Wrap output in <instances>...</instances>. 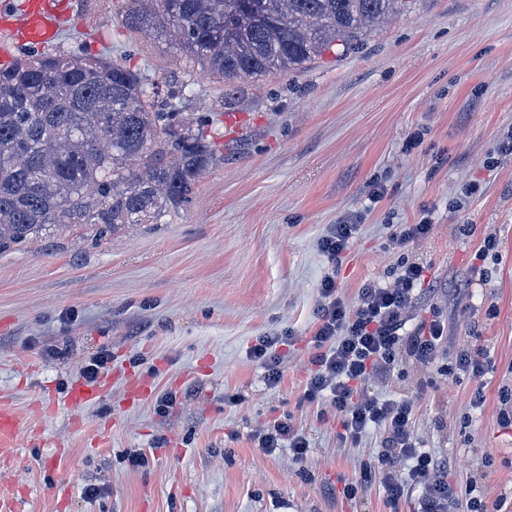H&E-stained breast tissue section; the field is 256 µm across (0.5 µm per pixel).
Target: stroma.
Here are the masks:
<instances>
[{"label":"stroma","mask_w":512,"mask_h":512,"mask_svg":"<svg viewBox=\"0 0 512 512\" xmlns=\"http://www.w3.org/2000/svg\"><path fill=\"white\" fill-rule=\"evenodd\" d=\"M68 2L51 51L125 60L160 102L212 119L224 161L165 223L71 227L0 254V402L34 434L0 468V490L18 488L20 512H417L375 486L345 498L379 435L340 446L334 411L301 400L327 268L318 240L348 217L362 229L338 264L346 301L405 256L429 263L437 287L468 289L448 308L440 356L479 346L487 373L450 381L404 362L379 392L399 400L428 382L417 437L491 512H512L499 400L512 388V156L499 150L512 130V0H413L348 51L244 80L229 98L169 41L123 27L117 0ZM470 182L479 191L458 205ZM426 218L427 239L393 248L401 225ZM488 232L500 246L482 276L471 257ZM273 334L287 339L275 388L248 355ZM103 352L99 398L72 407L71 385ZM284 417L310 440L303 463L252 440ZM134 449L148 467L129 464Z\"/></svg>","instance_id":"1"}]
</instances>
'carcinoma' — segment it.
I'll use <instances>...</instances> for the list:
<instances>
[{
  "instance_id": "cac0c4a2",
  "label": "carcinoma",
  "mask_w": 512,
  "mask_h": 512,
  "mask_svg": "<svg viewBox=\"0 0 512 512\" xmlns=\"http://www.w3.org/2000/svg\"><path fill=\"white\" fill-rule=\"evenodd\" d=\"M122 0V22L176 45L233 88L350 48L411 0ZM154 84L102 55L27 52L0 66V253L49 230L161 224L217 164L210 121L155 104Z\"/></svg>"
}]
</instances>
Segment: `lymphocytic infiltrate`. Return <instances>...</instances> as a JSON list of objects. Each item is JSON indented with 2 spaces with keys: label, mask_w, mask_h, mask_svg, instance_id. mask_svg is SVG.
<instances>
[{
  "label": "lymphocytic infiltrate",
  "mask_w": 512,
  "mask_h": 512,
  "mask_svg": "<svg viewBox=\"0 0 512 512\" xmlns=\"http://www.w3.org/2000/svg\"><path fill=\"white\" fill-rule=\"evenodd\" d=\"M426 267L405 261L385 283H367L354 301L340 295L335 272L325 273L319 285L317 328L313 341L318 350L315 365L303 393L307 402L324 404L336 412L341 443L358 444L368 431L380 432L375 452L376 470H364L359 484L345 492L356 496L378 479L388 503L417 497L420 512H450L460 499H467L470 512H487L473 488L450 473L447 456L423 448L414 434V407L425 398L399 401L375 395L374 383L393 377L400 360L410 359L426 368H436L445 377L482 375L488 365L486 350L460 345L454 361L438 362L440 347L448 340V321L434 305L435 289L425 285ZM266 453L288 448L296 462H304L310 442L304 433L277 421L254 436ZM407 472H399L401 462Z\"/></svg>",
  "instance_id": "lymphocytic-infiltrate-1"
}]
</instances>
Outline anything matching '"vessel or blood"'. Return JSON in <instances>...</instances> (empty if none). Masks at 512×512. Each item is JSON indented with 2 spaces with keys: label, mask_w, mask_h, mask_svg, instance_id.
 Returning a JSON list of instances; mask_svg holds the SVG:
<instances>
[{
  "label": "vessel or blood",
  "mask_w": 512,
  "mask_h": 512,
  "mask_svg": "<svg viewBox=\"0 0 512 512\" xmlns=\"http://www.w3.org/2000/svg\"><path fill=\"white\" fill-rule=\"evenodd\" d=\"M57 10L48 0H27L22 14L0 15V63L9 64L15 42H24L37 48L49 46L56 38ZM23 425L16 412L0 404V447L18 446Z\"/></svg>",
  "instance_id": "1"
}]
</instances>
